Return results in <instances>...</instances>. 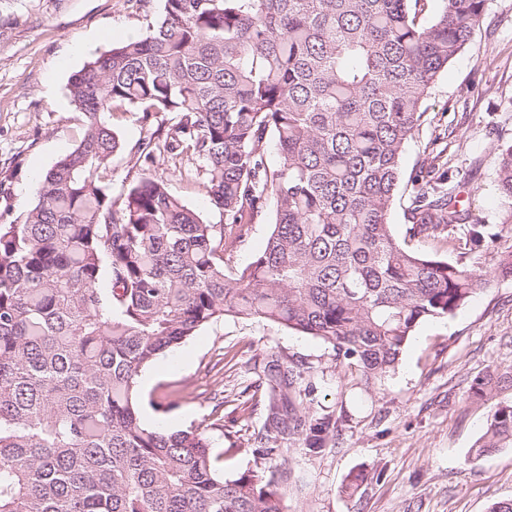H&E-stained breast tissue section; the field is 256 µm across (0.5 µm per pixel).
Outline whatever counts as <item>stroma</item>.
<instances>
[{"label": "stroma", "mask_w": 512, "mask_h": 512, "mask_svg": "<svg viewBox=\"0 0 512 512\" xmlns=\"http://www.w3.org/2000/svg\"><path fill=\"white\" fill-rule=\"evenodd\" d=\"M158 0H0V224L34 201L38 174L69 153L84 116L69 95L71 77L94 55L142 33ZM425 121L402 158L390 222L395 237L420 254L464 259L490 274L488 288L454 315L419 324L395 371L371 388L356 385L319 339L259 319H220L149 366L144 424L205 429L225 474L255 464L269 392L271 357L310 366L301 407L336 419L321 453L301 441L276 458L288 512H489L512 499V448L477 455L493 401L472 398L476 377L512 365V278L496 274L492 251L465 255L433 236L411 237L404 210L421 166L442 156L468 223L499 226V144L512 140V0H487L483 17L457 58L434 83ZM158 117L117 112L124 143L103 177L112 196L137 176L128 146L154 133ZM272 208L224 256L226 271L249 264L272 228ZM363 474L356 489L352 475Z\"/></svg>", "instance_id": "stroma-1"}]
</instances>
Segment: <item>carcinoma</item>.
<instances>
[{"label":"carcinoma","instance_id":"carcinoma-1","mask_svg":"<svg viewBox=\"0 0 512 512\" xmlns=\"http://www.w3.org/2000/svg\"><path fill=\"white\" fill-rule=\"evenodd\" d=\"M145 32L74 74L85 118L37 201L0 224V512H285L279 469L224 476L205 432L140 420L139 376L205 324L262 319L313 336L370 387L395 370L416 326L486 287L462 262L418 254L390 214L407 143L439 74L486 0H160ZM171 115L141 139L138 178L116 199L102 180L123 149L112 114ZM273 142L279 163L268 165ZM171 163L202 183L224 223L169 189ZM505 227L469 225L450 176L427 169L406 208L414 237L498 251L512 277V141L498 146ZM272 231L242 269L224 268L269 200ZM110 287H102L103 276ZM308 368L267 362L270 411L257 459L336 423L296 406ZM512 367L471 386L491 399ZM512 447V402L496 405L477 452Z\"/></svg>","mask_w":512,"mask_h":512}]
</instances>
